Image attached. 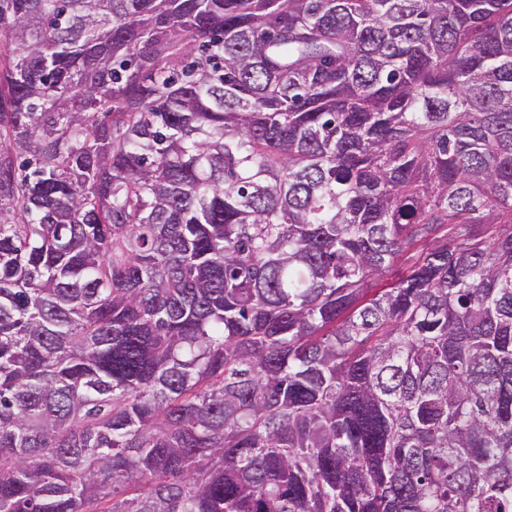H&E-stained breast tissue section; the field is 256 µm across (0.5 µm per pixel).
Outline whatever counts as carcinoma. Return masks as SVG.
Returning <instances> with one entry per match:
<instances>
[{"label":"carcinoma","instance_id":"cac0c4a2","mask_svg":"<svg viewBox=\"0 0 512 512\" xmlns=\"http://www.w3.org/2000/svg\"><path fill=\"white\" fill-rule=\"evenodd\" d=\"M2 34L0 512H512V0Z\"/></svg>","mask_w":512,"mask_h":512}]
</instances>
